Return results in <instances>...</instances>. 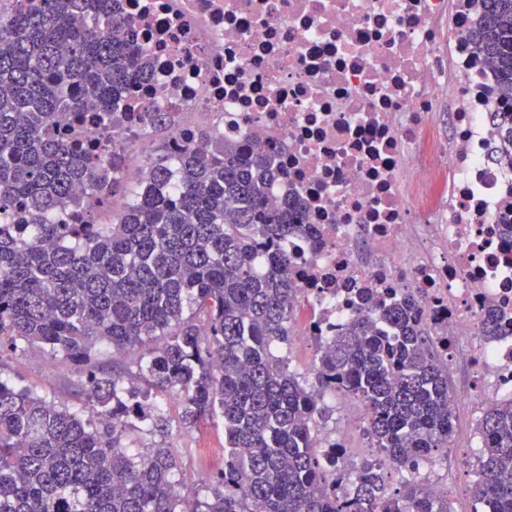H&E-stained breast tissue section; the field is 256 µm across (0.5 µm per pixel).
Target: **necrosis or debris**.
Here are the masks:
<instances>
[{
  "label": "necrosis or debris",
  "mask_w": 512,
  "mask_h": 512,
  "mask_svg": "<svg viewBox=\"0 0 512 512\" xmlns=\"http://www.w3.org/2000/svg\"><path fill=\"white\" fill-rule=\"evenodd\" d=\"M476 0H117L150 57L111 125L76 122L125 167L157 116L172 151L216 137L268 151L269 206L302 203L288 253L306 315L332 336L369 297L417 300L445 361L465 353L470 416L512 399V170L496 159L492 71L467 37ZM448 104V134L429 124ZM497 334L485 336L486 318Z\"/></svg>",
  "instance_id": "obj_1"
}]
</instances>
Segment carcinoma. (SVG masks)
<instances>
[{
  "instance_id": "obj_1",
  "label": "carcinoma",
  "mask_w": 512,
  "mask_h": 512,
  "mask_svg": "<svg viewBox=\"0 0 512 512\" xmlns=\"http://www.w3.org/2000/svg\"><path fill=\"white\" fill-rule=\"evenodd\" d=\"M114 2L13 0L0 15V219H15L0 222V352L38 345L70 360L78 402L0 379V512H452L446 488L386 480L389 467L434 461L453 435L448 369L412 321L414 296L378 303L394 335L360 315L319 345L311 375L290 368L301 288L282 243L304 233L305 213L268 207L281 172L263 150L222 137L206 155L163 150L112 223L57 222L75 186H97L93 158L61 132L67 115L90 99L109 123L122 89L148 75ZM480 4L470 37L506 105L491 118L512 167V0ZM338 389L378 449L350 484L319 439L324 394ZM175 421L224 427V469L204 491L188 488L171 444L128 442ZM479 430L477 501L512 512V399Z\"/></svg>"
}]
</instances>
